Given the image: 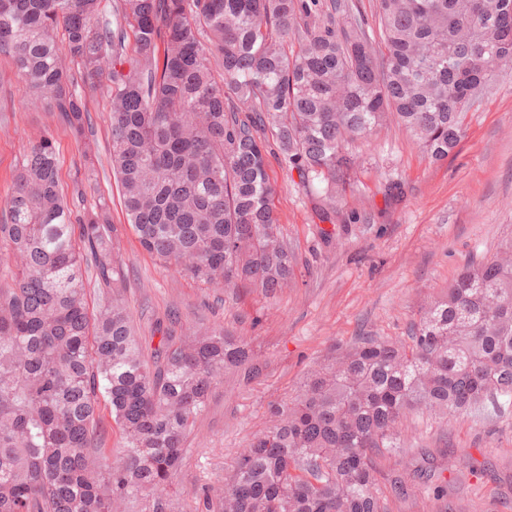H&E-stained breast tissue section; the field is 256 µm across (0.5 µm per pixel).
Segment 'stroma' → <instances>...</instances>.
<instances>
[{
  "instance_id": "obj_1",
  "label": "stroma",
  "mask_w": 512,
  "mask_h": 512,
  "mask_svg": "<svg viewBox=\"0 0 512 512\" xmlns=\"http://www.w3.org/2000/svg\"><path fill=\"white\" fill-rule=\"evenodd\" d=\"M107 109L103 94L89 97L94 147L85 152L49 112L30 104L20 76L0 58V210L22 139L52 127L64 190L95 167L97 192L109 199L113 224L125 229V297L143 345L158 325L180 336L214 322L251 340L263 375L243 388L229 374L214 389L185 444L175 512H206L205 494L223 485L239 448L268 425L270 405L294 395L333 347L361 336L405 338L421 308L446 291L463 265L512 242V76L468 113L465 136L444 161H430L398 125L384 126L360 146L354 181L330 222L318 215L317 193L305 190L298 172L271 151L273 207L297 259L294 285L273 298L254 288L230 294L207 287L140 247L124 226L121 191L107 163ZM410 430L407 447L378 462L387 512H512V412H420ZM425 450L447 480L446 491L423 484L414 497H395L386 475L412 480Z\"/></svg>"
}]
</instances>
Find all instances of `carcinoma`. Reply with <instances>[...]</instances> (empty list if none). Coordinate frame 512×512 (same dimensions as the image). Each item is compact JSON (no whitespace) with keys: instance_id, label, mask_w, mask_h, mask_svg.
I'll return each instance as SVG.
<instances>
[{"instance_id":"carcinoma-1","label":"carcinoma","mask_w":512,"mask_h":512,"mask_svg":"<svg viewBox=\"0 0 512 512\" xmlns=\"http://www.w3.org/2000/svg\"><path fill=\"white\" fill-rule=\"evenodd\" d=\"M65 43L60 53L56 38ZM0 54L32 100L110 161L142 249L210 288L273 297L295 277L267 156L326 202L390 116L431 161L512 64V0H0ZM223 72V82L214 69ZM0 222V512H173L185 440L224 372L263 366L224 325L158 326L153 366L121 298L119 232L95 170L67 197L50 128L19 152ZM101 291L89 312L86 283ZM104 397L125 446L94 443ZM512 407V243L466 264L400 343L366 336L272 405L219 512H385L376 459L407 417Z\"/></svg>"}]
</instances>
